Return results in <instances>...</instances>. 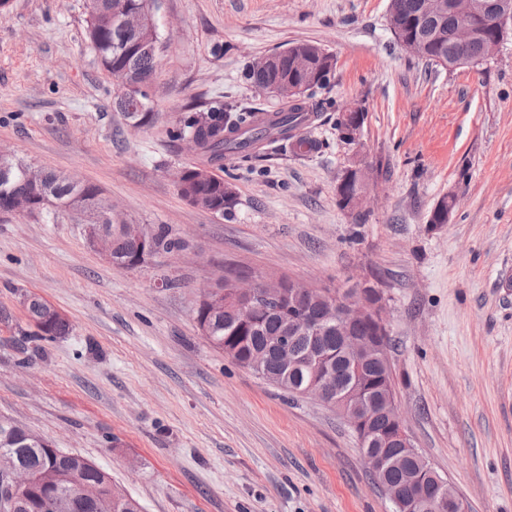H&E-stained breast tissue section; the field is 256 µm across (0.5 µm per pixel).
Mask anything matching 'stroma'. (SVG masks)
I'll return each mask as SVG.
<instances>
[{"label": "stroma", "instance_id": "35a3bbf8", "mask_svg": "<svg viewBox=\"0 0 512 512\" xmlns=\"http://www.w3.org/2000/svg\"><path fill=\"white\" fill-rule=\"evenodd\" d=\"M388 0H161L152 120L131 127L86 37L88 0H11L0 13V148L99 186L126 221L185 242L133 270L90 248L71 214H0V417L105 471L142 512H392L335 410L288 398L198 331L196 290L265 274L379 288L397 402L416 448L468 512H512V38L488 62L426 65L395 40ZM315 42L335 68L309 136L225 157L233 215L181 198L200 163L178 117L219 100L277 110L246 77L260 55ZM378 188L337 204L354 160L351 105ZM456 192L447 223L437 201ZM34 293L68 336L35 337ZM355 113L358 112L346 111L339 113V120L342 123L339 135L346 145L352 146L354 151L361 155V159L353 168L361 167L368 172L369 164L364 160V144L361 141L362 125L358 120L353 119Z\"/></svg>", "mask_w": 512, "mask_h": 512}]
</instances>
